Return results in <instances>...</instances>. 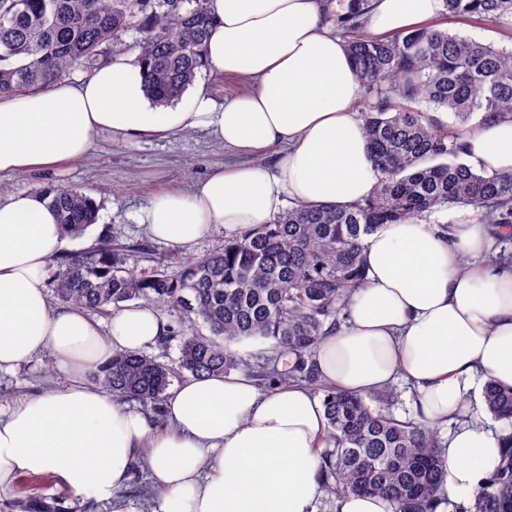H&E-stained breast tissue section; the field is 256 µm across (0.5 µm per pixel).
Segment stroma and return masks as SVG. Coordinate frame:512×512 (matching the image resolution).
Segmentation results:
<instances>
[{"label": "stroma", "mask_w": 512, "mask_h": 512, "mask_svg": "<svg viewBox=\"0 0 512 512\" xmlns=\"http://www.w3.org/2000/svg\"><path fill=\"white\" fill-rule=\"evenodd\" d=\"M249 155L225 150L205 134L192 132L177 138L145 139L124 143L104 137L84 163L64 169L51 177L20 175L0 180L6 193L36 192L45 184L80 189L97 205L95 226L87 235L105 230L125 237H140L144 229L135 215L151 197L165 189H188L210 170L224 165L248 163ZM49 355H42L11 371L0 372V384L22 397L46 386L64 382ZM31 499L57 503L60 512H112V506L91 496H76L52 472L40 479L18 478L0 492V512H22L19 501Z\"/></svg>", "instance_id": "obj_1"}]
</instances>
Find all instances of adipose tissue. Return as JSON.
Masks as SVG:
<instances>
[{
    "mask_svg": "<svg viewBox=\"0 0 512 512\" xmlns=\"http://www.w3.org/2000/svg\"><path fill=\"white\" fill-rule=\"evenodd\" d=\"M329 0H207L215 23L207 74L248 81L217 100L198 81L158 109L138 50L113 54L85 79L0 96V177L55 173L87 158L95 140L124 142L202 132L254 155L217 168L189 192L152 198L137 214L152 240L190 250L215 226L241 235L286 202H363L379 173L358 109L361 83L347 44L323 20ZM443 0H371L367 31L389 36L435 19ZM468 161L512 172V122L466 138ZM497 226L472 208L448 221L382 225L363 242V283L349 318L313 356L325 383L369 395L405 381L416 417L457 421L444 440L447 475L436 512L468 508L504 446L486 423L483 387L512 388V269ZM66 244L56 211L38 193H0V371L48 354L68 381L19 398L0 416V490L21 476L58 475L74 494L136 512L120 492L144 463L151 512H316L327 421L304 385L261 390L245 373L187 377L160 414L117 401L91 380L118 352L161 342L172 329L155 307L129 303L100 319L49 296L51 258Z\"/></svg>",
    "mask_w": 512,
    "mask_h": 512,
    "instance_id": "adipose-tissue-1",
    "label": "adipose tissue"
}]
</instances>
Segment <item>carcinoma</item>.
Instances as JSON below:
<instances>
[{
  "mask_svg": "<svg viewBox=\"0 0 512 512\" xmlns=\"http://www.w3.org/2000/svg\"><path fill=\"white\" fill-rule=\"evenodd\" d=\"M206 0H0V94L43 88L74 66L95 69L140 35L147 92L165 106L185 92L203 65L212 30ZM448 16L495 24L512 35V0H445ZM336 30L366 94L365 132L380 179L353 205H294L268 224L191 261L172 262L144 238L105 235L97 246L52 259L58 301L102 315L129 302L177 310L207 333H181L172 366L144 352H123L93 373L119 400L160 412L176 378L224 375L239 367L231 344L270 342L248 373L263 388L297 381L323 394L328 440L321 475L331 496L377 495L395 512H435L445 477L436 428L394 413L396 388L371 399L322 385L310 359L346 319L364 280L362 240L384 224L429 218L470 206L479 224L512 227V174L465 163L463 137L493 120L512 121V49L432 26L379 39L364 33L362 8L336 15ZM432 112L453 114L438 123ZM63 236L96 223L84 193L48 183ZM137 257L147 265L128 268ZM488 413L508 432L493 473L466 512H512V389L489 381Z\"/></svg>",
  "mask_w": 512,
  "mask_h": 512,
  "instance_id": "1",
  "label": "carcinoma"
}]
</instances>
